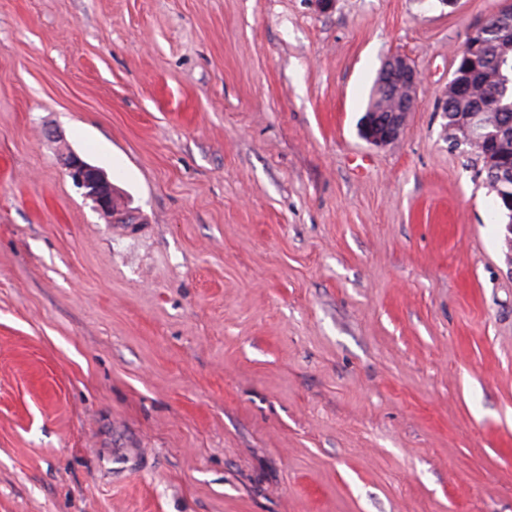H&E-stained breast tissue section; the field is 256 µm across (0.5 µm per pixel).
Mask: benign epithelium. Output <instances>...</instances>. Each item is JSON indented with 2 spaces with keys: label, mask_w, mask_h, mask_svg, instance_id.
Masks as SVG:
<instances>
[{
  "label": "benign epithelium",
  "mask_w": 512,
  "mask_h": 512,
  "mask_svg": "<svg viewBox=\"0 0 512 512\" xmlns=\"http://www.w3.org/2000/svg\"><path fill=\"white\" fill-rule=\"evenodd\" d=\"M421 82V73L404 55L396 53L384 60L378 73L377 85L391 89L392 94L389 99L369 110L364 135L370 144L383 147L401 138L407 128ZM477 87V80L454 75L448 80L447 96L469 100L475 96ZM477 116V112H462L453 124L444 126L448 144L452 148L481 153L485 159L484 168L495 173L496 182L512 180V163L505 164L493 150L494 142L502 135V128L491 119L478 128L474 124ZM60 165L66 175L84 190L85 198L108 218L109 223H138V216L117 197L112 182L103 170L73 151L60 155Z\"/></svg>",
  "instance_id": "1"
}]
</instances>
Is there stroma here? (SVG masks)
Masks as SVG:
<instances>
[{
	"instance_id": "1",
	"label": "stroma",
	"mask_w": 512,
	"mask_h": 512,
	"mask_svg": "<svg viewBox=\"0 0 512 512\" xmlns=\"http://www.w3.org/2000/svg\"><path fill=\"white\" fill-rule=\"evenodd\" d=\"M499 3L0 0V512H512V234L441 110ZM376 82L378 87L392 89V94L388 100L381 101L368 111L374 97L383 93L380 88L376 89L375 84L366 109L370 116L363 133L370 144L383 147L399 140L404 134L422 75L404 55L396 53L384 60ZM59 161L66 175L84 190L85 198L108 218V223H138V216L117 197L103 170L91 165L73 151L62 153Z\"/></svg>"
}]
</instances>
